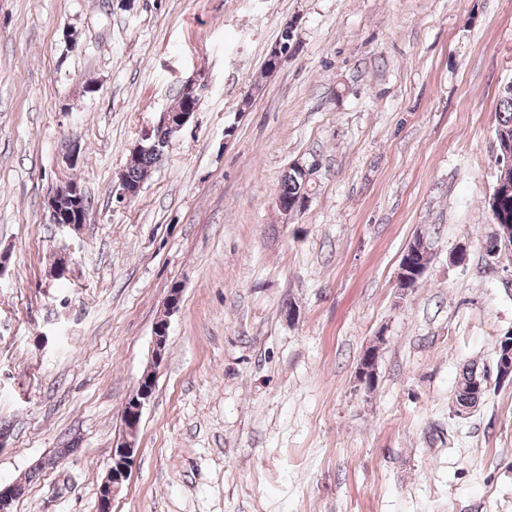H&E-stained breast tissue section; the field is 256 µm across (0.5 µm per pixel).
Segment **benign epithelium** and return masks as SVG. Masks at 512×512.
<instances>
[{"mask_svg":"<svg viewBox=\"0 0 512 512\" xmlns=\"http://www.w3.org/2000/svg\"><path fill=\"white\" fill-rule=\"evenodd\" d=\"M293 45V28H284L281 39L271 47L267 60L280 63L288 56ZM193 110L185 108L167 112L159 127L166 132V141L179 133L188 123ZM82 188L76 183L66 186L64 191L54 192L47 198L45 207L52 223L73 230L80 229L81 221L75 219L72 210L76 209L81 198ZM169 323L165 318L159 319L154 326L152 359L158 364L166 352ZM498 378L512 382V339L498 348ZM155 376H142L134 391L130 394L123 407V435L113 445L111 464L99 491L98 512H112V501L123 490L128 481L136 456V433L140 427L145 407L154 394Z\"/></svg>","mask_w":512,"mask_h":512,"instance_id":"benign-epithelium-1","label":"benign epithelium"}]
</instances>
